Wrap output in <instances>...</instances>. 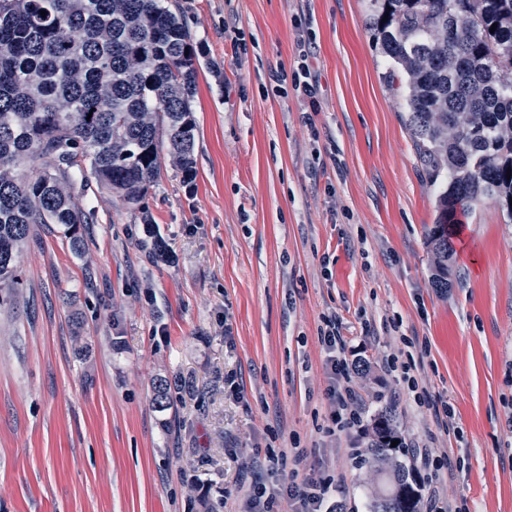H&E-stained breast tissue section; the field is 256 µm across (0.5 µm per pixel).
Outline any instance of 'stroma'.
I'll return each instance as SVG.
<instances>
[{
    "instance_id": "1",
    "label": "stroma",
    "mask_w": 512,
    "mask_h": 512,
    "mask_svg": "<svg viewBox=\"0 0 512 512\" xmlns=\"http://www.w3.org/2000/svg\"><path fill=\"white\" fill-rule=\"evenodd\" d=\"M165 3L206 58L197 175L163 166L145 218L89 183L80 255L59 225H34L20 288L0 291V512H237L256 481L295 470L368 512L369 440L328 431L326 315L368 366L352 376L366 417L395 402L406 447L457 461L441 499L512 512V221L475 206L453 240L461 280L435 292L436 189L368 0ZM306 31L312 98L278 83ZM404 336L414 390L383 366ZM271 450L286 464L270 469Z\"/></svg>"
}]
</instances>
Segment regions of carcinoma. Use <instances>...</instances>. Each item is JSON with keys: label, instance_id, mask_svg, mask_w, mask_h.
<instances>
[{"label": "carcinoma", "instance_id": "obj_1", "mask_svg": "<svg viewBox=\"0 0 512 512\" xmlns=\"http://www.w3.org/2000/svg\"><path fill=\"white\" fill-rule=\"evenodd\" d=\"M426 2L369 0L368 9L389 79L405 80V127L440 185L426 241L430 283L443 295L457 214L489 199L512 221V0ZM199 63L184 19L161 0H0V288L20 285L35 224L60 225L83 253L88 216L75 176L144 215L163 161L193 182ZM370 428L366 463L381 483L369 512H421L396 407Z\"/></svg>", "mask_w": 512, "mask_h": 512}]
</instances>
